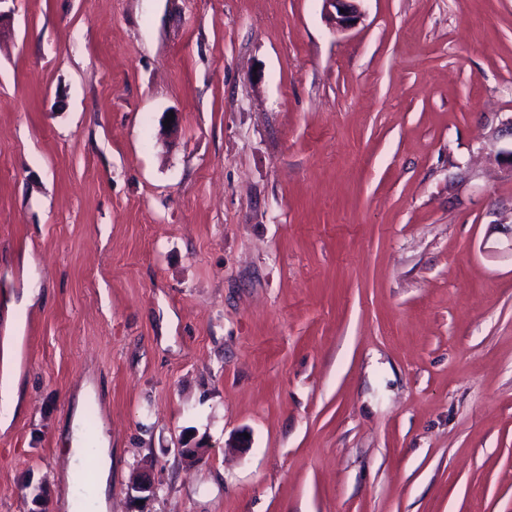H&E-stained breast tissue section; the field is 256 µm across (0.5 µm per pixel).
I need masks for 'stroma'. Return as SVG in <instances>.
Instances as JSON below:
<instances>
[{
  "instance_id": "stroma-1",
  "label": "stroma",
  "mask_w": 512,
  "mask_h": 512,
  "mask_svg": "<svg viewBox=\"0 0 512 512\" xmlns=\"http://www.w3.org/2000/svg\"><path fill=\"white\" fill-rule=\"evenodd\" d=\"M359 8L0 0V512H512V0ZM360 0H323L327 17L336 31L344 32L355 27L361 18L356 2ZM344 9V13L340 12ZM82 397L79 398L70 423V462L69 467L88 463L97 468V479L87 489L88 512H107L108 480L112 470V453L109 441L103 437L94 454L87 458L85 453L84 435L80 425Z\"/></svg>"
}]
</instances>
